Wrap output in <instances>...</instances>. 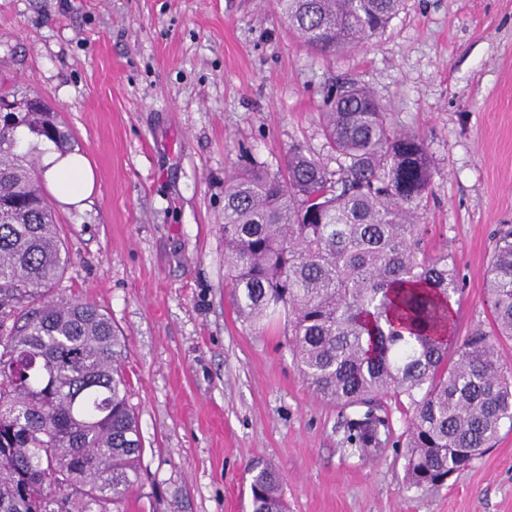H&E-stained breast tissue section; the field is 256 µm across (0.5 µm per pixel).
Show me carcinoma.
Segmentation results:
<instances>
[{"instance_id": "1", "label": "carcinoma", "mask_w": 512, "mask_h": 512, "mask_svg": "<svg viewBox=\"0 0 512 512\" xmlns=\"http://www.w3.org/2000/svg\"><path fill=\"white\" fill-rule=\"evenodd\" d=\"M403 0H275L305 43L336 53L382 34ZM0 125V512H112L143 453L121 338L94 303L56 297L68 263L38 156L69 133L29 99ZM321 127L336 154L295 147L274 172L250 161L224 185V263L237 312L283 322L300 375L343 410L347 443L379 447L380 400L407 402L405 485L443 486L512 429V368L481 329L454 332L459 292L448 251L426 253L434 167L419 135L393 127L366 86L328 95ZM494 335L512 340V225L499 228L485 284ZM251 512H288L271 464L250 469Z\"/></svg>"}]
</instances>
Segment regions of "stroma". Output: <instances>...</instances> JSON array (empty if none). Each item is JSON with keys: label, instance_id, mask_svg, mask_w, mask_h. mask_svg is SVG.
Returning a JSON list of instances; mask_svg holds the SVG:
<instances>
[{"label": "stroma", "instance_id": "obj_1", "mask_svg": "<svg viewBox=\"0 0 512 512\" xmlns=\"http://www.w3.org/2000/svg\"><path fill=\"white\" fill-rule=\"evenodd\" d=\"M369 86L434 161L429 252L448 250L455 332L489 326L484 278L512 224V0H405L369 44L324 54L274 0H0V83L35 96L91 162L84 210L55 205L69 257L56 291L122 335L144 442L113 512H249V467L273 463L288 512H512V430L473 466L406 491L410 413L363 453L294 365L282 326L243 322L224 266V183L251 155L283 167L328 149L337 82Z\"/></svg>", "mask_w": 512, "mask_h": 512}]
</instances>
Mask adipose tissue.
<instances>
[{
    "instance_id": "adipose-tissue-1",
    "label": "adipose tissue",
    "mask_w": 512,
    "mask_h": 512,
    "mask_svg": "<svg viewBox=\"0 0 512 512\" xmlns=\"http://www.w3.org/2000/svg\"><path fill=\"white\" fill-rule=\"evenodd\" d=\"M41 168L58 201L77 209L85 208L95 188L93 169L81 154L61 155L51 144L41 147Z\"/></svg>"
}]
</instances>
